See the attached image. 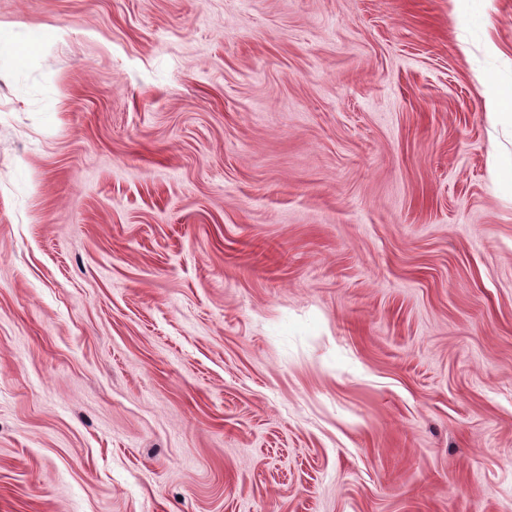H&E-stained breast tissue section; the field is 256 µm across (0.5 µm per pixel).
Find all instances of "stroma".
Segmentation results:
<instances>
[{
    "label": "stroma",
    "instance_id": "35a3bbf8",
    "mask_svg": "<svg viewBox=\"0 0 512 512\" xmlns=\"http://www.w3.org/2000/svg\"><path fill=\"white\" fill-rule=\"evenodd\" d=\"M512 0H0V512H512ZM488 118L493 125L512 126V89H499L488 100Z\"/></svg>",
    "mask_w": 512,
    "mask_h": 512
}]
</instances>
